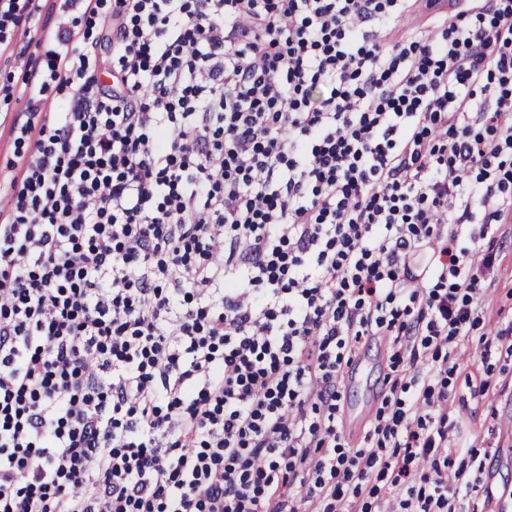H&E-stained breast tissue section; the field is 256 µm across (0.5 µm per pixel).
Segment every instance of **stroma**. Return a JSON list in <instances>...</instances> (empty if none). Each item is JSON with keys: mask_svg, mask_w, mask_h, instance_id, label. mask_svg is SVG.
<instances>
[{"mask_svg": "<svg viewBox=\"0 0 512 512\" xmlns=\"http://www.w3.org/2000/svg\"><path fill=\"white\" fill-rule=\"evenodd\" d=\"M487 318L512 321V233L503 240L495 277L485 301ZM385 344L371 343L354 360L341 407L344 428L359 439L381 400L387 372ZM460 366L449 381L454 397L449 420L451 438L483 455L500 488L512 490V356L493 353L488 359L461 356Z\"/></svg>", "mask_w": 512, "mask_h": 512, "instance_id": "obj_1", "label": "stroma"}]
</instances>
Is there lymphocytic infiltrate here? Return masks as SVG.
Wrapping results in <instances>:
<instances>
[{
    "label": "lymphocytic infiltrate",
    "instance_id": "obj_1",
    "mask_svg": "<svg viewBox=\"0 0 512 512\" xmlns=\"http://www.w3.org/2000/svg\"><path fill=\"white\" fill-rule=\"evenodd\" d=\"M0 0L50 14L0 184V512H458L452 354L512 223V0ZM68 91L53 111L51 93ZM394 374L360 444L343 381ZM385 343H371L355 359L350 380L343 387L341 407L346 435L354 442L366 430V423L384 392L387 369ZM347 430V431H346ZM350 432V435L347 433Z\"/></svg>",
    "mask_w": 512,
    "mask_h": 512
}]
</instances>
